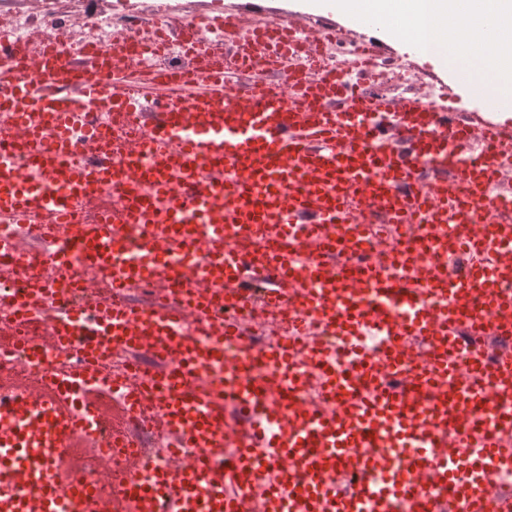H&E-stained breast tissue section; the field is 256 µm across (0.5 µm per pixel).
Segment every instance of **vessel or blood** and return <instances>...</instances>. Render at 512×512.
<instances>
[{
  "instance_id": "vessel-or-blood-1",
  "label": "vessel or blood",
  "mask_w": 512,
  "mask_h": 512,
  "mask_svg": "<svg viewBox=\"0 0 512 512\" xmlns=\"http://www.w3.org/2000/svg\"><path fill=\"white\" fill-rule=\"evenodd\" d=\"M303 17L253 30L278 52L270 71L299 52ZM244 20L213 0L206 15L144 22L158 49L168 30L192 41ZM89 52L96 65L81 71L60 46L28 59L0 42L20 60L0 80V333L23 329L32 361H61L5 384L0 512H390L397 499L512 512L488 478L512 470V192L495 190L512 123L368 93L363 69L352 81L292 72L276 93L204 59L140 82L113 51ZM104 108L157 118L147 138L119 140L94 119ZM78 210L94 220L73 224ZM466 223L481 232L464 236ZM47 268L96 271L116 292L166 285L144 306L78 304L38 285ZM257 288L291 334L265 350L236 317ZM369 335L387 349L369 351ZM408 337L427 344L415 368ZM119 347L137 355L134 376L112 374ZM230 348L241 356L223 386L205 383ZM106 376L123 395L110 413L96 397ZM145 420L181 465L134 453L112 465ZM88 446L106 474L79 480L69 459Z\"/></svg>"
}]
</instances>
